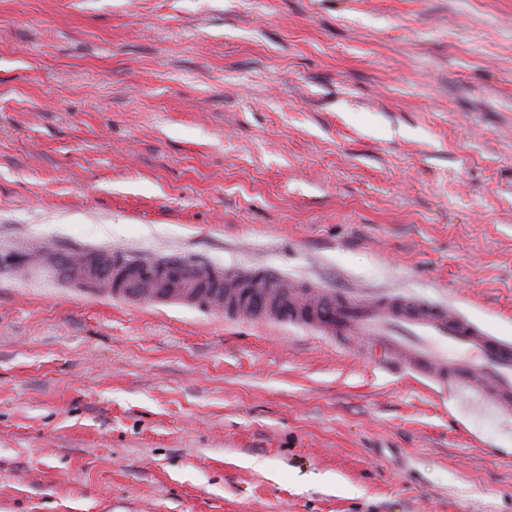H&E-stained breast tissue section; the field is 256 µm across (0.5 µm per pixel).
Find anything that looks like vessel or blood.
Masks as SVG:
<instances>
[{
	"label": "vessel or blood",
	"instance_id": "obj_1",
	"mask_svg": "<svg viewBox=\"0 0 512 512\" xmlns=\"http://www.w3.org/2000/svg\"><path fill=\"white\" fill-rule=\"evenodd\" d=\"M47 261L67 284L105 287L127 302L185 305L228 318L286 323L398 363L438 387L471 391L491 411L512 410V339L447 305L400 290L375 295L290 283L262 267L232 271L183 259L142 261L119 251H92L76 261L67 249Z\"/></svg>",
	"mask_w": 512,
	"mask_h": 512
}]
</instances>
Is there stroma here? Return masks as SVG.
<instances>
[{
    "label": "stroma",
    "mask_w": 512,
    "mask_h": 512,
    "mask_svg": "<svg viewBox=\"0 0 512 512\" xmlns=\"http://www.w3.org/2000/svg\"><path fill=\"white\" fill-rule=\"evenodd\" d=\"M86 245L512 338V0H0V512H512V418Z\"/></svg>",
    "instance_id": "35a3bbf8"
}]
</instances>
